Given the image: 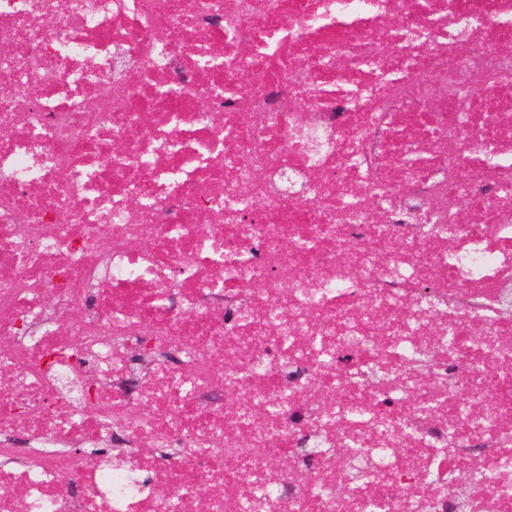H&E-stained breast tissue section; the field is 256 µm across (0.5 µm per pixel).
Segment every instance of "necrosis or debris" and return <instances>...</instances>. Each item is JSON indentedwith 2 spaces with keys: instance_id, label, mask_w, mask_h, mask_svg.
I'll list each match as a JSON object with an SVG mask.
<instances>
[{
  "instance_id": "necrosis-or-debris-1",
  "label": "necrosis or debris",
  "mask_w": 512,
  "mask_h": 512,
  "mask_svg": "<svg viewBox=\"0 0 512 512\" xmlns=\"http://www.w3.org/2000/svg\"><path fill=\"white\" fill-rule=\"evenodd\" d=\"M249 499L512 512V0H0V512Z\"/></svg>"
}]
</instances>
